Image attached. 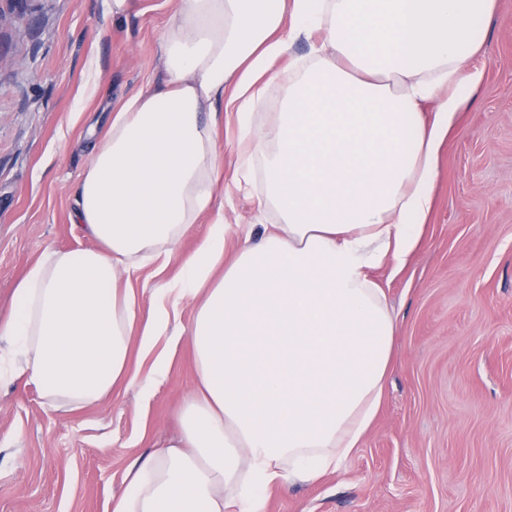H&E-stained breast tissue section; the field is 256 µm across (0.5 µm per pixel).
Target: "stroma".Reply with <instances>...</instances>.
Instances as JSON below:
<instances>
[{
    "label": "stroma",
    "instance_id": "stroma-1",
    "mask_svg": "<svg viewBox=\"0 0 512 512\" xmlns=\"http://www.w3.org/2000/svg\"><path fill=\"white\" fill-rule=\"evenodd\" d=\"M176 0H0V316L48 248H96L72 223L92 133L163 77L159 36ZM474 65L483 79L439 155L432 211L399 275L370 270L398 315L374 423L342 470L274 488L264 512H512V0H497ZM224 189L213 207L227 252L259 211L257 178L237 183L234 113L219 122ZM174 259L131 279L137 321ZM189 340L150 399L117 386L87 405L52 404L19 378L0 385V512H109L128 465L179 434L192 391Z\"/></svg>",
    "mask_w": 512,
    "mask_h": 512
}]
</instances>
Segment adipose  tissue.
<instances>
[{"label": "adipose tissue", "instance_id": "adipose-tissue-1", "mask_svg": "<svg viewBox=\"0 0 512 512\" xmlns=\"http://www.w3.org/2000/svg\"><path fill=\"white\" fill-rule=\"evenodd\" d=\"M496 0H177L165 78L124 99L93 142L73 223L98 246L46 249L0 317V381L52 403L134 384L130 350L189 338L197 389L178 438L126 470L111 512H262L265 494L340 471L375 420L397 318L370 269L400 270L431 211L440 146L483 73ZM299 39L307 61L273 69ZM279 111L256 113L270 85ZM436 104L425 116L424 102ZM237 114L276 223L226 257L215 128ZM208 223L179 275L137 299L121 277L169 261ZM194 304L189 326L181 310Z\"/></svg>", "mask_w": 512, "mask_h": 512}]
</instances>
